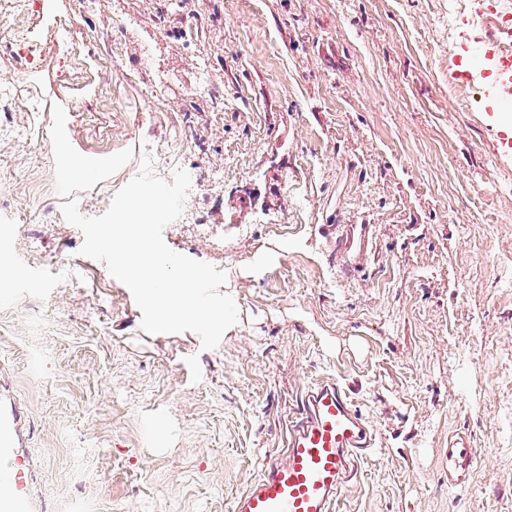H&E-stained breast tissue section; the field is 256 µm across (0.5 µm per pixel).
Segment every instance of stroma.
Segmentation results:
<instances>
[{
	"label": "stroma",
	"instance_id": "1",
	"mask_svg": "<svg viewBox=\"0 0 512 512\" xmlns=\"http://www.w3.org/2000/svg\"><path fill=\"white\" fill-rule=\"evenodd\" d=\"M511 1L452 35L448 0H0V408L31 512H230L320 380L375 435L338 512H512V107L450 76ZM64 147L107 172L65 181ZM157 148L195 173L165 243L238 308L210 350L145 333L60 214H103ZM338 224L373 227L356 273ZM478 449L470 438L459 436L450 439L448 443V485L451 487H462L465 481L460 482L471 469L477 456Z\"/></svg>",
	"mask_w": 512,
	"mask_h": 512
}]
</instances>
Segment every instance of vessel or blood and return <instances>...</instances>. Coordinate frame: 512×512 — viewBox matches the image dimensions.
<instances>
[{
	"instance_id": "1",
	"label": "vessel or blood",
	"mask_w": 512,
	"mask_h": 512,
	"mask_svg": "<svg viewBox=\"0 0 512 512\" xmlns=\"http://www.w3.org/2000/svg\"><path fill=\"white\" fill-rule=\"evenodd\" d=\"M370 227L349 224L344 246L361 258L369 246ZM24 428L12 411H0V512H30L27 491L29 461L22 453ZM373 433L337 381L310 387L299 418L288 434V452L277 461L264 458L259 477L233 502V512H335L347 490L354 461L370 452ZM478 450L471 439L454 437L448 443V484L459 486Z\"/></svg>"
}]
</instances>
